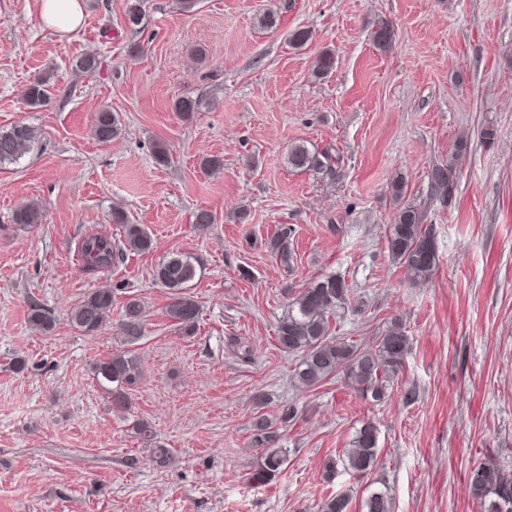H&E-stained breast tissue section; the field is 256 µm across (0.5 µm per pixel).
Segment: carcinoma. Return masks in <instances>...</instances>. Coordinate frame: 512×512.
<instances>
[{
	"label": "carcinoma",
	"mask_w": 512,
	"mask_h": 512,
	"mask_svg": "<svg viewBox=\"0 0 512 512\" xmlns=\"http://www.w3.org/2000/svg\"><path fill=\"white\" fill-rule=\"evenodd\" d=\"M47 79L33 78L26 88L30 105L43 104L47 99ZM174 111L185 123L192 122L200 110L201 101L181 97L174 101ZM121 130L119 115L102 110L95 116L93 135L100 142H109ZM36 139L35 131L24 123L0 130V164L19 160L28 153ZM338 159L327 152H311L303 145L292 147L288 164L295 169L316 170L330 173ZM457 179L454 159L433 165L428 174L432 195L443 200L452 195ZM396 202L394 222L390 225L387 247L392 259L401 265L411 282L429 279L438 262L435 230L424 223V209L404 202V183L396 180L391 185ZM16 224L31 225L42 221V207L26 204L16 210ZM113 221L122 225L123 239L116 243L112 238L89 233L81 242L80 252L85 270L98 272L125 263L130 253H142L153 248V240L142 224H127L120 214H113ZM291 229L280 228L269 240L270 253L286 263L290 257ZM197 276V267L191 257L173 253L155 270V279L171 294L167 307L168 317L188 336L192 335L200 319L198 303L189 294ZM351 289L345 280L326 276L311 283L288 306V313L280 321L276 342L279 348L299 356L296 378L305 386H314L335 375L342 374L364 396L375 401L385 397L387 383L400 370L409 350L410 338L402 322L395 320L387 328L372 350L340 341L330 335L329 320L336 309L348 303ZM113 295L108 290L89 291L72 308L71 323L87 335L97 334L110 322ZM144 307L140 300L129 299L124 306L121 329L125 338L136 341L143 330ZM31 328L48 334L54 323L40 308L31 309L28 318ZM94 379L106 394L112 408L125 411L129 408V390L141 377L139 358L121 351L99 360L92 367ZM252 443L262 449L254 478L269 480L278 474L285 463V452L277 447L279 435L274 422L263 415L254 418L251 425ZM379 448V430L365 422L356 430L350 448L341 460L347 469L364 474L376 463ZM472 495L489 502L488 512H512V475L483 462L475 465L470 473ZM349 498L339 493L324 500L321 512H347ZM365 512H391V499L387 492L376 491L364 501Z\"/></svg>",
	"instance_id": "cac0c4a2"
}]
</instances>
